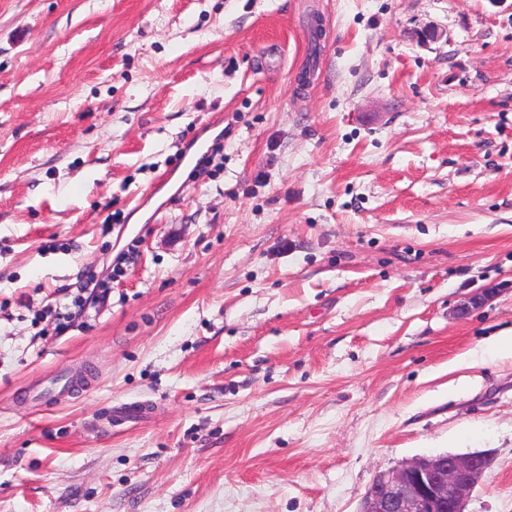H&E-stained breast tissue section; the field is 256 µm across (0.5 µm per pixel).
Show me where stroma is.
<instances>
[{
	"label": "stroma",
	"instance_id": "1",
	"mask_svg": "<svg viewBox=\"0 0 512 512\" xmlns=\"http://www.w3.org/2000/svg\"><path fill=\"white\" fill-rule=\"evenodd\" d=\"M511 329L512 0H0V512H512ZM223 139V136L222 138ZM221 139L217 140L211 147L209 153L203 157L197 166L190 172L193 179H200L208 177L212 174V169L209 166L217 160H219L214 168L220 167L223 164L224 156L221 153L224 152V144L221 143ZM219 156V158H217ZM134 243L137 244L138 241L133 240L132 243H129L127 249L113 261L112 276L110 278H101L93 273H88L85 276L78 287L79 294L72 301L74 310L64 307L65 312H61L60 308L46 307L41 315L53 317L57 322V328L61 330L66 329L72 322L82 317L89 307L94 306L99 301L100 296L108 292L111 288L112 278L121 276L124 271L123 264L133 263V260L137 257L138 247ZM81 293H87V296L83 297ZM491 460L483 452L435 454L378 472L358 512H466Z\"/></svg>",
	"mask_w": 512,
	"mask_h": 512
}]
</instances>
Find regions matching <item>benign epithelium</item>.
I'll return each instance as SVG.
<instances>
[{
    "instance_id": "benign-epithelium-1",
    "label": "benign epithelium",
    "mask_w": 512,
    "mask_h": 512,
    "mask_svg": "<svg viewBox=\"0 0 512 512\" xmlns=\"http://www.w3.org/2000/svg\"><path fill=\"white\" fill-rule=\"evenodd\" d=\"M493 297L483 288L456 308L467 316ZM483 452L420 456L377 473L363 495L358 512H465L472 491L490 469Z\"/></svg>"
}]
</instances>
